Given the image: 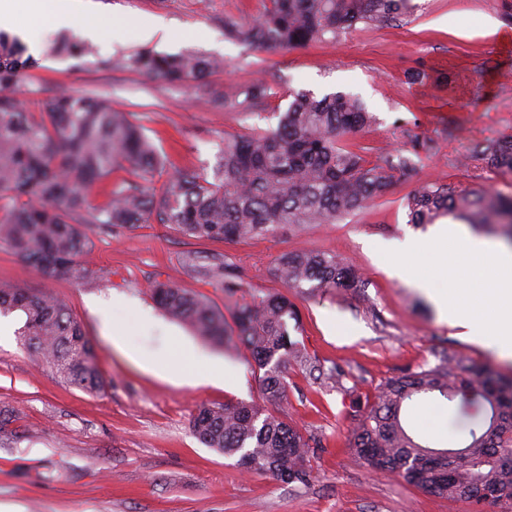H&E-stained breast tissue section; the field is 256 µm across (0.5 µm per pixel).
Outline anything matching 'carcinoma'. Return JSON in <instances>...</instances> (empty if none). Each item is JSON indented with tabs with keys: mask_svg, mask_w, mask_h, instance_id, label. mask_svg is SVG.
Masks as SVG:
<instances>
[{
	"mask_svg": "<svg viewBox=\"0 0 512 512\" xmlns=\"http://www.w3.org/2000/svg\"><path fill=\"white\" fill-rule=\"evenodd\" d=\"M408 13L409 0H262V10L251 19L224 15V38L255 49L288 50L334 40L359 23L393 26ZM24 53L18 38L0 31V241L48 280L90 278L81 261L88 243L83 224H166L197 239L244 242L284 224L333 223L383 197L396 175L416 169L408 155H386L372 165L366 148L343 145L345 136L374 120L358 99L342 92L318 98L300 91L276 127L224 136L212 169L180 168L161 191L148 190L141 182L152 181L164 159L130 113L98 96L56 91L36 100V116L3 93L29 65ZM58 53L92 57L101 70L129 69L171 84L194 82L211 106L245 114L266 111L276 95L263 79L212 87L208 77L223 67L222 59L193 51L102 58L89 43L67 40ZM471 158L512 175V138L477 143ZM118 165L134 179L113 185L107 202L92 203V186ZM406 206L412 224H432L448 215L512 241V198L432 182L416 187ZM212 273L228 295L245 284L244 272L231 262L215 265ZM274 275L287 289L335 293L365 287L350 265L320 251L282 254ZM152 294L198 335L247 347L262 371L261 388L269 400L282 395L286 363L305 362L288 330L296 313L286 294L241 304L231 330L208 300L171 282L153 284ZM13 312L24 316L18 336L38 365L78 388L102 387L93 345L61 299L44 289L0 283V314ZM433 396L450 408H482L483 415L467 425L465 446L430 448L403 427L404 404ZM190 427L206 447L239 456L248 471L304 486L312 479L308 440L287 418L259 404H202ZM350 448L365 466L396 472L427 493L511 510L512 380L456 355L408 370L379 385Z\"/></svg>",
	"mask_w": 512,
	"mask_h": 512,
	"instance_id": "obj_1",
	"label": "carcinoma"
}]
</instances>
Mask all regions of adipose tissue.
I'll list each match as a JSON object with an SVG mask.
<instances>
[{
    "instance_id": "obj_1",
    "label": "adipose tissue",
    "mask_w": 512,
    "mask_h": 512,
    "mask_svg": "<svg viewBox=\"0 0 512 512\" xmlns=\"http://www.w3.org/2000/svg\"><path fill=\"white\" fill-rule=\"evenodd\" d=\"M42 21L58 28L75 26L66 0H0V26H9L20 38H27L28 23ZM423 250L437 266L455 273L449 287L429 289L435 307L444 312L449 303H457L456 324L464 335L512 359V251L464 233L449 241L441 229Z\"/></svg>"
}]
</instances>
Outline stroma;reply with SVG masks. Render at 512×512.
I'll return each mask as SVG.
<instances>
[{"label":"stroma","mask_w":512,"mask_h":512,"mask_svg":"<svg viewBox=\"0 0 512 512\" xmlns=\"http://www.w3.org/2000/svg\"><path fill=\"white\" fill-rule=\"evenodd\" d=\"M412 3L399 25L361 24L333 43L270 53L224 38L223 16H255L261 0H69L75 17L93 13L97 33L90 42L100 56L192 49L223 58V72L212 77L217 85L258 77L274 85L278 96L269 109L248 118L199 100L190 84L77 65L54 51L70 30L30 26L43 51L13 95L26 104L33 91L67 89L131 112L166 158L153 179L157 189L176 168L213 166L224 134L275 126L292 91L361 98L375 120L345 138L346 146H369L377 156L407 155L430 141L435 148L384 197L330 224L283 225L242 243L195 239L161 224L110 232L86 226L83 262L92 276L84 281L45 279L0 242V282L46 288L60 298L91 341L104 379L101 390L90 392L37 367L17 334L22 315L0 316V415L11 420L0 435V512H502L368 469L349 447L377 386L404 370L457 354L493 362L512 377L511 362L494 360L409 286L412 277L436 282L441 273L408 255V243L427 239L433 227L410 224L404 206L415 187L434 181L512 197V176L470 158L475 142L512 137V0ZM150 18L168 28L147 42L137 25ZM304 251L343 259L362 274L365 288L345 295L284 290L273 274L277 257ZM226 258L248 275L232 296L210 273ZM168 281L209 300L228 323L252 296L287 292L299 316L291 337L309 363L288 364L282 399L264 398L245 346L203 339L156 303L151 285ZM116 296L125 302L117 313L126 325L120 350L89 309ZM195 350L224 365L231 382L186 374ZM334 366L345 372L341 382L325 377ZM227 402H258L288 416L309 442L311 482L246 472L237 457L200 443L189 428L197 407ZM478 412L424 401L407 407L404 423L430 446L455 447Z\"/></svg>","instance_id":"1"}]
</instances>
